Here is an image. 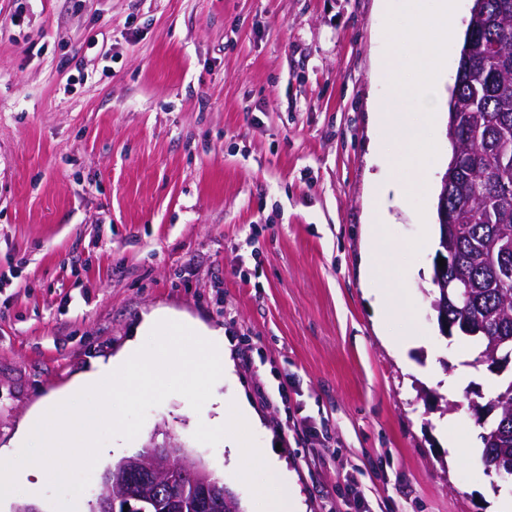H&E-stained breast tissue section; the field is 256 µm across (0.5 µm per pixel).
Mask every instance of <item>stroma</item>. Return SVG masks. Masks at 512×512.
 I'll return each instance as SVG.
<instances>
[{"instance_id":"stroma-1","label":"stroma","mask_w":512,"mask_h":512,"mask_svg":"<svg viewBox=\"0 0 512 512\" xmlns=\"http://www.w3.org/2000/svg\"><path fill=\"white\" fill-rule=\"evenodd\" d=\"M377 0H0V449L46 399L108 360L145 314L219 331L305 512H496L512 484L477 452L472 401L503 377L431 308L444 165L425 210L387 194L394 266L415 306L379 324L362 276L372 175L398 154ZM423 335L405 356L383 339ZM475 372L455 392L445 379ZM176 440L237 498L224 433L179 394L113 459Z\"/></svg>"}]
</instances>
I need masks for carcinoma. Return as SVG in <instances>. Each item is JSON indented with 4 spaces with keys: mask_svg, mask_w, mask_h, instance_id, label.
Listing matches in <instances>:
<instances>
[{
    "mask_svg": "<svg viewBox=\"0 0 512 512\" xmlns=\"http://www.w3.org/2000/svg\"><path fill=\"white\" fill-rule=\"evenodd\" d=\"M446 136L451 159L448 249L458 265L436 286L451 296L448 319L464 314L487 324L480 357L512 348V0H473L448 98ZM496 423L482 435L484 467L512 462V392L496 395Z\"/></svg>",
    "mask_w": 512,
    "mask_h": 512,
    "instance_id": "1",
    "label": "carcinoma"
}]
</instances>
